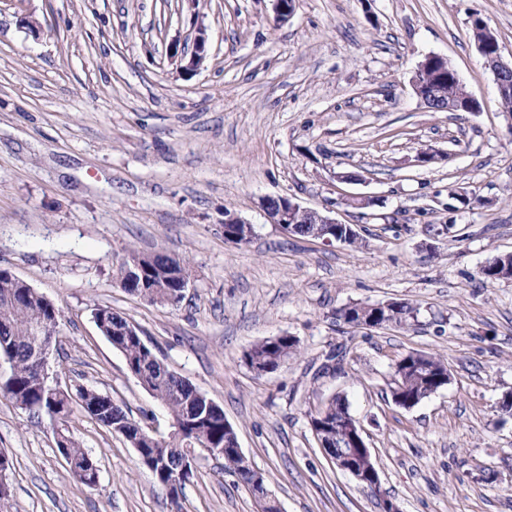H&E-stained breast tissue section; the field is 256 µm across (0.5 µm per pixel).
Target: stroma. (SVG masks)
Returning a JSON list of instances; mask_svg holds the SVG:
<instances>
[{
    "label": "stroma",
    "mask_w": 512,
    "mask_h": 512,
    "mask_svg": "<svg viewBox=\"0 0 512 512\" xmlns=\"http://www.w3.org/2000/svg\"><path fill=\"white\" fill-rule=\"evenodd\" d=\"M484 19L512 56V0H0V268L64 312L50 365L62 387L108 395L144 429L167 408L142 388L93 315L112 307L173 371L218 403L282 512H512V113L477 49ZM208 59L185 75L198 32ZM439 55L479 102L432 112L413 91ZM436 153L421 162L422 152ZM342 172L361 183L339 181ZM482 205L448 213L449 189ZM349 194L373 197L364 208ZM333 209L359 245L292 236L260 201ZM253 224L238 246L224 213ZM449 224L432 237L427 225ZM190 265L179 307L121 288L129 250ZM404 300L405 328L337 321L352 303ZM292 336L299 353L258 375L244 350ZM424 352L450 383L391 399L394 366ZM343 396L379 472L372 491L319 448L311 414ZM97 488L71 474L46 417L0 397L13 512H171L121 434L74 414ZM183 512H256L251 490L201 451Z\"/></svg>",
    "instance_id": "35a3bbf8"
}]
</instances>
